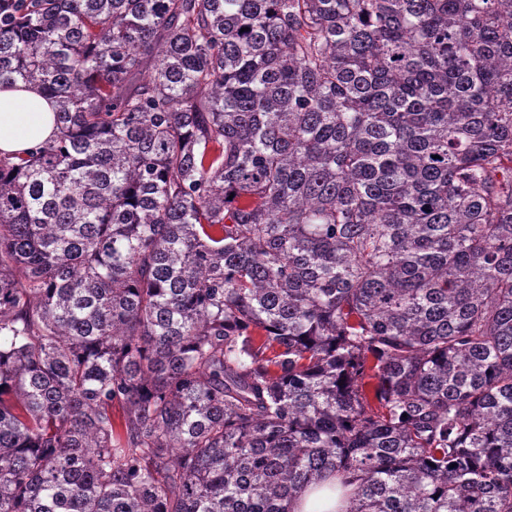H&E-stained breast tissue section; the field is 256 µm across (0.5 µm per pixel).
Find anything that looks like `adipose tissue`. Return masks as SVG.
<instances>
[{
  "label": "adipose tissue",
  "instance_id": "obj_1",
  "mask_svg": "<svg viewBox=\"0 0 512 512\" xmlns=\"http://www.w3.org/2000/svg\"><path fill=\"white\" fill-rule=\"evenodd\" d=\"M55 104L33 86L0 89V153L20 154L53 137Z\"/></svg>",
  "mask_w": 512,
  "mask_h": 512
}]
</instances>
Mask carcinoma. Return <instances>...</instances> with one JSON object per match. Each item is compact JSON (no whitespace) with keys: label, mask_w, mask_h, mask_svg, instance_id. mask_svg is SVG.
I'll use <instances>...</instances> for the list:
<instances>
[{"label":"carcinoma","mask_w":512,"mask_h":512,"mask_svg":"<svg viewBox=\"0 0 512 512\" xmlns=\"http://www.w3.org/2000/svg\"><path fill=\"white\" fill-rule=\"evenodd\" d=\"M18 81L0 512H512V0H0ZM55 104L33 86L0 89V152L22 154L57 133ZM336 506L346 510L348 500L340 501L336 493L327 489L307 490L303 496L289 506L291 512H335Z\"/></svg>","instance_id":"obj_1"}]
</instances>
